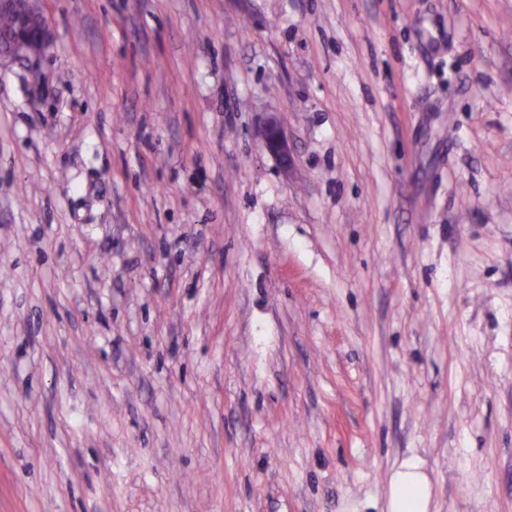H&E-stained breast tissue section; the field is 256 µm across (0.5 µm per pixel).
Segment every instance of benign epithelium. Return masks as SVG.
Wrapping results in <instances>:
<instances>
[{
    "label": "benign epithelium",
    "mask_w": 512,
    "mask_h": 512,
    "mask_svg": "<svg viewBox=\"0 0 512 512\" xmlns=\"http://www.w3.org/2000/svg\"><path fill=\"white\" fill-rule=\"evenodd\" d=\"M0 13L13 18L9 29L0 30V57L4 55L30 58L46 51L52 44V35L40 10L33 0H0ZM265 150L274 156L283 168L292 163L288 138L275 115H270L260 131Z\"/></svg>",
    "instance_id": "benign-epithelium-1"
}]
</instances>
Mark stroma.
<instances>
[{"label":"stroma","mask_w":512,"mask_h":512,"mask_svg":"<svg viewBox=\"0 0 512 512\" xmlns=\"http://www.w3.org/2000/svg\"><path fill=\"white\" fill-rule=\"evenodd\" d=\"M37 6L0 512H512V0ZM261 142L265 150L274 156L284 169L292 163V151L288 138L275 115H270L260 131ZM431 483L417 460L404 462L392 475L390 512H428Z\"/></svg>","instance_id":"obj_1"}]
</instances>
